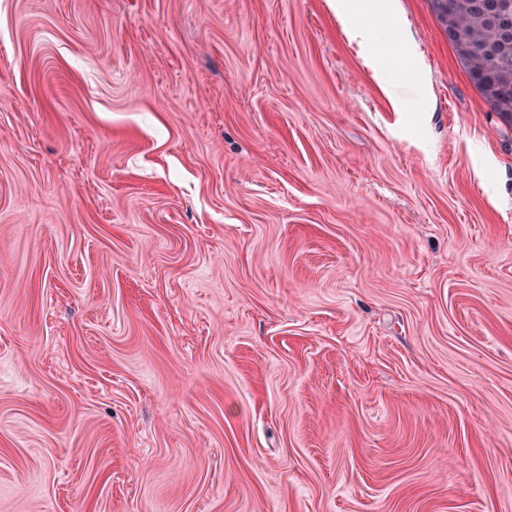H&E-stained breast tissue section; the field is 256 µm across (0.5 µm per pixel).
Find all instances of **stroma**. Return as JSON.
I'll return each mask as SVG.
<instances>
[{
  "instance_id": "1",
  "label": "stroma",
  "mask_w": 512,
  "mask_h": 512,
  "mask_svg": "<svg viewBox=\"0 0 512 512\" xmlns=\"http://www.w3.org/2000/svg\"><path fill=\"white\" fill-rule=\"evenodd\" d=\"M330 2L0 0V512H512V125Z\"/></svg>"
}]
</instances>
